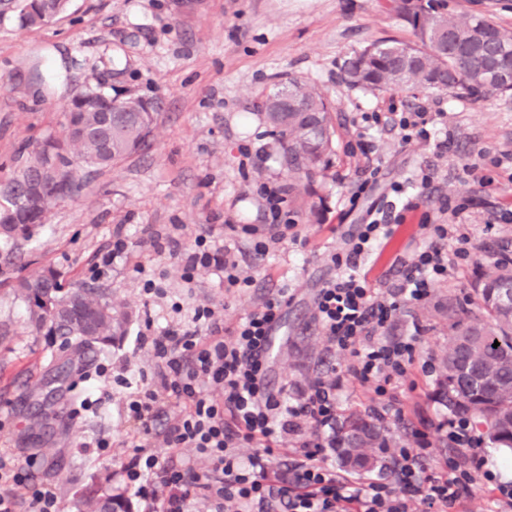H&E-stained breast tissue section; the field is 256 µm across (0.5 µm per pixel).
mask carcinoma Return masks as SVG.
Segmentation results:
<instances>
[{"label":"carcinoma","instance_id":"1","mask_svg":"<svg viewBox=\"0 0 512 512\" xmlns=\"http://www.w3.org/2000/svg\"><path fill=\"white\" fill-rule=\"evenodd\" d=\"M445 2L392 0L391 10L411 26L417 42L376 41L352 52L340 66L346 83L371 91L419 84L474 99L512 91V31L480 15H451ZM66 12L61 0H0V27L43 26ZM285 95L294 101L286 109L281 102ZM264 111L288 178L314 182L333 152L328 102L290 77L266 97ZM159 115L160 101L155 98L129 95L119 101L105 87H92L72 99L61 133L46 139L9 183L23 187L36 167L53 159L77 187L78 164L103 171L148 148ZM59 192L60 184L47 185L37 207L40 216L62 200ZM20 198L5 196L0 204V213H14L20 229L16 234L0 232V250L7 254L18 239L32 233L33 217ZM46 273L53 280L49 307L32 296L30 288V282L41 281ZM509 280L512 267L505 264L478 280L479 313L451 323L441 386L450 409L469 414L493 447L512 455V310L498 304L499 288ZM15 288L36 326L50 323V331L63 337L67 347L110 346L114 336L124 333L125 317L112 314V303L100 289L83 285L66 291L50 267L20 280ZM384 432L385 427L362 415L348 417L336 434L338 463L363 472L384 467ZM81 497L93 512H131L129 499L112 487L108 476L86 485Z\"/></svg>","mask_w":512,"mask_h":512}]
</instances>
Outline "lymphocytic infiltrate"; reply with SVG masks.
I'll return each instance as SVG.
<instances>
[{"mask_svg": "<svg viewBox=\"0 0 512 512\" xmlns=\"http://www.w3.org/2000/svg\"><path fill=\"white\" fill-rule=\"evenodd\" d=\"M286 186H263L268 235L255 243L258 251L285 239L292 224L288 219ZM430 244L407 265L393 290L371 288L358 268L362 259L392 233L389 216L368 211L347 248L332 254L334 276L318 289L314 318L330 348L350 351L356 362L349 374L360 382H374L377 395L405 373L415 346L412 341L374 340L385 331L400 302L425 299L448 272L449 256H470L469 239L458 235L454 254L443 248L449 227H427ZM183 262V278L193 281L198 271L211 266L224 270V285L246 288L251 284L236 263L211 252L203 238L185 250L171 243ZM288 302L286 294L266 299L232 332L209 307L197 308L188 327L170 328L153 341L159 387L129 404L132 432L138 436L136 455L127 471L137 496L162 500L163 512H190L195 500H205L210 512H343L358 504L360 512H409V503L421 499L431 512H455L474 482L461 458H449L443 477L423 475L422 450L403 448L396 460L397 479L403 494L394 496L386 484L376 481L356 486L337 481L327 462L326 450L336 433V392L339 377L318 376L310 381L302 403L293 405L283 393L271 392L266 383V364L271 338ZM168 448H192L197 457L175 461L146 445L160 419ZM301 437L288 463V480L268 479V457L279 435ZM261 444L262 453L240 459L239 448ZM0 512H60L58 495L51 486L30 489L18 465L0 454Z\"/></svg>", "mask_w": 512, "mask_h": 512, "instance_id": "obj_1", "label": "lymphocytic infiltrate"}]
</instances>
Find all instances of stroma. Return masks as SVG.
<instances>
[{
	"instance_id": "1",
	"label": "stroma",
	"mask_w": 512,
	"mask_h": 512,
	"mask_svg": "<svg viewBox=\"0 0 512 512\" xmlns=\"http://www.w3.org/2000/svg\"><path fill=\"white\" fill-rule=\"evenodd\" d=\"M447 3L449 13L481 15L512 30V0ZM413 39L387 0H72L69 12L48 25L0 28V180L59 132L66 104L88 84L166 104L148 150L85 174L81 192L58 202L31 238L19 240L17 258L0 255V451L26 465L30 486L55 485L61 512H88L77 492L94 477L108 474L113 486L125 485L133 454L127 406L158 383L152 345L141 334L190 324L200 305L223 313L230 330L282 288L293 300L275 332L272 387L287 386L294 397L316 375L337 372L338 416L385 409L395 449L414 447L415 430L426 429L425 465L445 475L457 452L439 397L448 311L475 312V283L495 262L512 258V222L502 220L512 215V92L474 102L420 86L372 93L342 81L339 66L352 51ZM289 76L333 107V153L323 176L288 196L295 228L260 255L248 237L224 225L264 223L259 187L288 181L261 104ZM391 104L434 113L431 140L405 142L399 131L371 128L366 115ZM373 175L377 185L350 209V189ZM398 182L405 194L394 193ZM409 197L419 199L418 210L403 211ZM463 202L467 210L452 215L451 206ZM371 206L404 217L362 261L371 287L401 279L427 241L424 221L460 223L472 246L471 261L449 260L447 277L427 298L393 314L388 336L418 343L388 397L347 375L353 356L329 349L313 318L314 294L332 274L330 254L343 251ZM119 228L128 255L102 265ZM200 236L209 248L230 246L253 285L226 290L217 267L185 283L168 243L176 238L188 249ZM44 267L56 270L64 287L101 288L128 315L124 336L102 351L75 352L37 329L13 285ZM149 279L163 295L144 291ZM101 438L108 447H97ZM476 454L485 470L475 473L461 510L495 512L494 485L512 483V457L486 442ZM488 471L495 482L485 480Z\"/></svg>"
}]
</instances>
